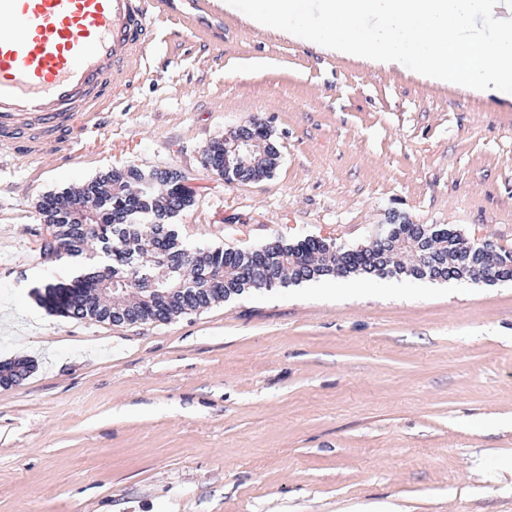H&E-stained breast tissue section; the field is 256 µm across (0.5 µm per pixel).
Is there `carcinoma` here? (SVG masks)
I'll use <instances>...</instances> for the list:
<instances>
[{
    "mask_svg": "<svg viewBox=\"0 0 512 512\" xmlns=\"http://www.w3.org/2000/svg\"><path fill=\"white\" fill-rule=\"evenodd\" d=\"M244 136L273 140L253 119L206 147L209 168L224 176V147ZM270 148L257 165L243 157L230 178L236 183L264 180L278 167ZM195 193L167 169L127 165L88 181L44 194L38 209L45 226L44 259H69L81 272L68 283H51L39 301L62 318L138 326L169 323L204 311L250 289L326 277L375 274L428 278L418 267L412 242L424 238L428 252L444 262L443 278L456 273L464 237L454 228L412 224L395 216L390 237L355 249L332 240L277 238L260 247L188 248L173 220L194 203ZM94 241L99 249L87 251ZM33 369L26 358L0 363V386L19 383Z\"/></svg>",
    "mask_w": 512,
    "mask_h": 512,
    "instance_id": "cac0c4a2",
    "label": "carcinoma"
}]
</instances>
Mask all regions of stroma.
Wrapping results in <instances>:
<instances>
[{
    "label": "stroma",
    "instance_id": "1",
    "mask_svg": "<svg viewBox=\"0 0 512 512\" xmlns=\"http://www.w3.org/2000/svg\"><path fill=\"white\" fill-rule=\"evenodd\" d=\"M74 157L0 158V512H512V281L333 279L252 289L165 324L68 320L79 272L40 252L43 194L135 164L180 172L189 247L354 248L392 216L512 250V102L329 55L224 16L221 60L164 19ZM273 178L225 184L214 139L251 120ZM31 369H33V364H31V361L26 358H16L11 361L1 362L0 386L8 387L18 384L20 380H23L28 376ZM5 376L10 377L15 384H10L9 379Z\"/></svg>",
    "mask_w": 512,
    "mask_h": 512
}]
</instances>
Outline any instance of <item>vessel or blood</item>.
<instances>
[{
	"instance_id": "1",
	"label": "vessel or blood",
	"mask_w": 512,
	"mask_h": 512,
	"mask_svg": "<svg viewBox=\"0 0 512 512\" xmlns=\"http://www.w3.org/2000/svg\"><path fill=\"white\" fill-rule=\"evenodd\" d=\"M176 12L220 22L224 0H0V156H71Z\"/></svg>"
}]
</instances>
